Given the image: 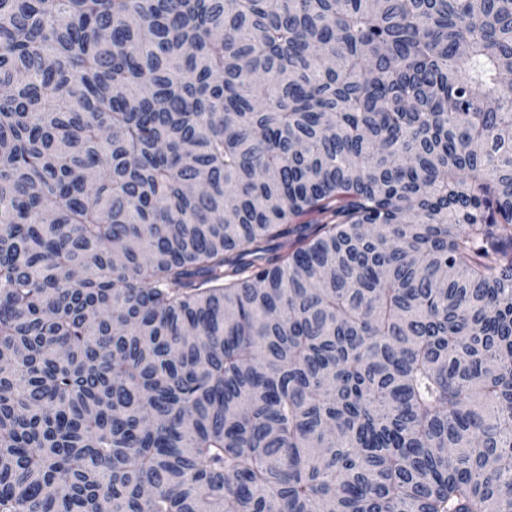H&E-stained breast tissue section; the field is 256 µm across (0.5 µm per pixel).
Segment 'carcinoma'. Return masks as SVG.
Masks as SVG:
<instances>
[{"mask_svg":"<svg viewBox=\"0 0 512 512\" xmlns=\"http://www.w3.org/2000/svg\"><path fill=\"white\" fill-rule=\"evenodd\" d=\"M512 0H0V512H512Z\"/></svg>","mask_w":512,"mask_h":512,"instance_id":"obj_1","label":"carcinoma"}]
</instances>
